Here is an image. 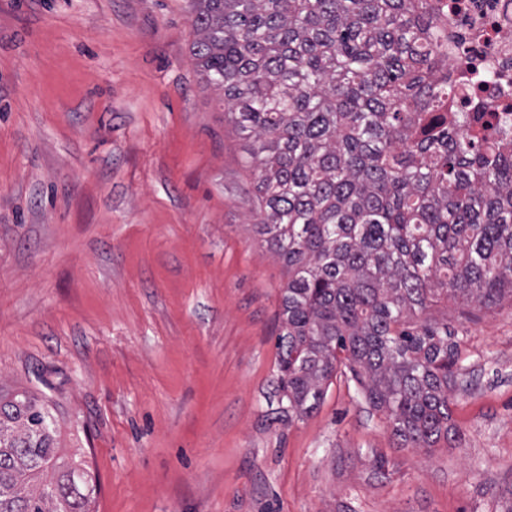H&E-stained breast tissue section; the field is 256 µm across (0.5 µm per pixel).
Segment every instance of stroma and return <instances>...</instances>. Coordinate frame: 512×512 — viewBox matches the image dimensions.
Masks as SVG:
<instances>
[{"label": "stroma", "instance_id": "stroma-1", "mask_svg": "<svg viewBox=\"0 0 512 512\" xmlns=\"http://www.w3.org/2000/svg\"><path fill=\"white\" fill-rule=\"evenodd\" d=\"M194 39L187 0H0V392L91 512H512L510 306L448 309L456 446L399 447L348 374L282 412L284 267Z\"/></svg>", "mask_w": 512, "mask_h": 512}]
</instances>
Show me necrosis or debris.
<instances>
[{
	"instance_id": "4bbe7bcc",
	"label": "necrosis or debris",
	"mask_w": 512,
	"mask_h": 512,
	"mask_svg": "<svg viewBox=\"0 0 512 512\" xmlns=\"http://www.w3.org/2000/svg\"><path fill=\"white\" fill-rule=\"evenodd\" d=\"M448 84L459 112L512 104V0H465L449 12Z\"/></svg>"
}]
</instances>
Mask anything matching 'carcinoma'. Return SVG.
<instances>
[{
	"label": "carcinoma",
	"mask_w": 512,
	"mask_h": 512,
	"mask_svg": "<svg viewBox=\"0 0 512 512\" xmlns=\"http://www.w3.org/2000/svg\"><path fill=\"white\" fill-rule=\"evenodd\" d=\"M192 56L248 146L283 261L288 417L347 367L403 448L457 442L452 300L512 307V116L448 111V0H190ZM50 406L0 396V512H90ZM53 480H43L46 474Z\"/></svg>",
	"instance_id": "cac0c4a2"
}]
</instances>
